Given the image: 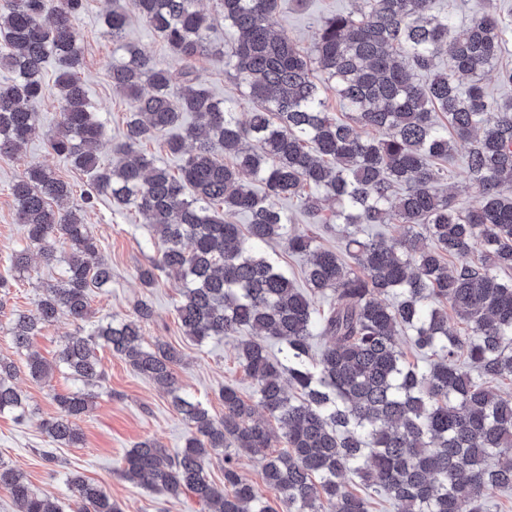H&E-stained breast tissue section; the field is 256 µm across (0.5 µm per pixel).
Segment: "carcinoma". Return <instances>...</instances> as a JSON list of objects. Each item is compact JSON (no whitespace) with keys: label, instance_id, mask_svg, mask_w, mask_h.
I'll list each match as a JSON object with an SVG mask.
<instances>
[{"label":"carcinoma","instance_id":"carcinoma-1","mask_svg":"<svg viewBox=\"0 0 512 512\" xmlns=\"http://www.w3.org/2000/svg\"><path fill=\"white\" fill-rule=\"evenodd\" d=\"M126 2L103 20L124 52L112 61V88L131 102L117 161L100 163L104 123L77 76L82 51L73 17L82 0H7L0 8V67L13 73L0 85V156L13 158L42 135L31 104L44 95V69L56 60L62 112L52 150L91 174V193L152 225L162 248L140 270L143 287L163 275L180 279L183 335L237 340L256 400L225 385L217 421L182 395L177 350L143 345L142 324L153 310L140 300L134 317L64 341L58 363L83 389L53 396L60 416L44 432L60 448L82 442L74 419L92 408L87 387L103 378L95 348H107L164 388L190 427L174 456L152 440L128 450L121 475L131 483L175 497L190 492L208 512H370L373 492L384 493L393 512H486L488 489H512V395L499 388L512 380V100L482 85L492 71L512 85L505 19L486 10L459 25L450 13H431L429 0H360L355 11L326 18L304 51L272 31L278 0H217L213 17L197 0ZM132 14L182 61L179 85L168 68L124 43ZM218 21L221 49L210 41ZM444 54L448 69L440 70ZM209 55L224 59V73L255 103L246 121L233 102L197 84L195 64ZM319 72L334 82L345 115L331 111ZM421 72L430 74L425 83ZM187 112L195 122L184 123ZM172 129L179 133L166 139L167 150L184 156L177 174L142 149ZM460 144L477 194L466 209L440 188ZM11 191L17 221L45 264L58 261L53 238L72 247L59 281L9 321L30 376L40 379L49 366L30 351L31 338L61 315L86 321L89 291L109 285L112 267L98 257V239L70 205L66 182L31 165ZM282 199L321 224L343 225L344 253L289 230ZM235 213L248 223L227 218ZM362 224H395L397 234L389 242L363 239ZM274 239L307 256V290L263 250ZM31 261L23 249L10 267L23 274ZM327 291L328 306L315 308L314 296ZM385 295L396 302L385 303ZM406 334L428 364L408 361L399 343ZM316 336L328 342L314 354ZM270 338L284 343L279 359L269 353ZM15 376L14 362L0 358V415L22 418ZM231 448L261 456L262 480L279 508L240 470ZM220 456L218 485L206 465ZM67 484L70 512H123L79 473ZM0 490L16 512H64L3 461Z\"/></svg>","mask_w":512,"mask_h":512}]
</instances>
